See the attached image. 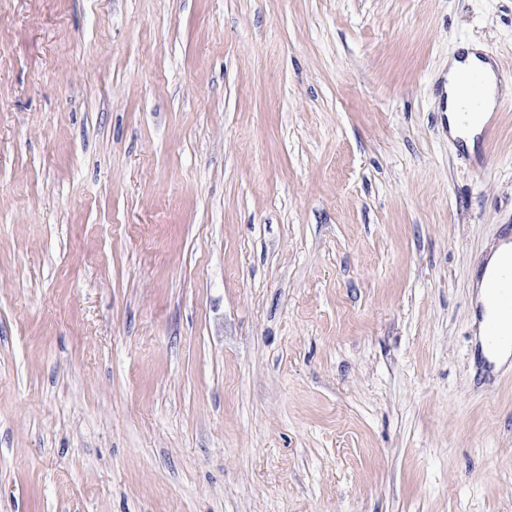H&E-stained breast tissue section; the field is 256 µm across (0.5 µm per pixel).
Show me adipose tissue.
Masks as SVG:
<instances>
[{
	"instance_id": "1",
	"label": "adipose tissue",
	"mask_w": 512,
	"mask_h": 512,
	"mask_svg": "<svg viewBox=\"0 0 512 512\" xmlns=\"http://www.w3.org/2000/svg\"><path fill=\"white\" fill-rule=\"evenodd\" d=\"M482 47L479 43L470 42L463 44L458 56L448 61L447 84V112L448 132L451 138L461 140L467 150H474L476 139L480 133L479 127L463 126L460 120L459 86L462 75L468 71L482 72L487 80V89L483 95L484 113L494 111L498 99L503 90L496 80L494 65L485 60L481 55Z\"/></svg>"
}]
</instances>
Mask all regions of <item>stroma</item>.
Listing matches in <instances>:
<instances>
[{"label":"stroma","mask_w":512,"mask_h":512,"mask_svg":"<svg viewBox=\"0 0 512 512\" xmlns=\"http://www.w3.org/2000/svg\"><path fill=\"white\" fill-rule=\"evenodd\" d=\"M474 41L512 0H0V512H512ZM462 52L448 59V84H447V112H448V132L452 139H459L464 143L466 149L473 152L476 146L477 136H482L491 140L495 133V128L491 123H486L480 127L474 124L471 127H465L460 120V101L459 86L462 75L467 71H481L487 80V89L483 93L484 118L487 120L491 112L494 111L497 100L503 94L499 84L503 80L501 72L497 71V79L494 71V63L485 60L481 56L482 47L479 43L470 42L460 47Z\"/></svg>","instance_id":"35a3bbf8"}]
</instances>
